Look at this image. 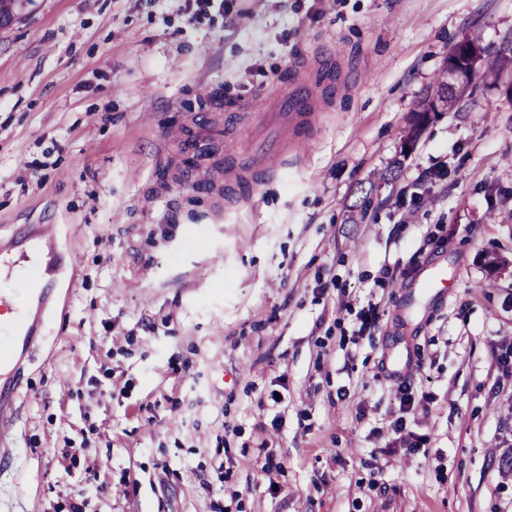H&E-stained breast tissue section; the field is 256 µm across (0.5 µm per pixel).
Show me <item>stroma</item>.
<instances>
[{
	"label": "stroma",
	"instance_id": "obj_1",
	"mask_svg": "<svg viewBox=\"0 0 512 512\" xmlns=\"http://www.w3.org/2000/svg\"><path fill=\"white\" fill-rule=\"evenodd\" d=\"M509 36L512 0H25L0 238L57 225L75 279L0 512H512ZM462 40L476 78L405 150ZM306 55L329 78L302 159L225 206L211 149L261 134Z\"/></svg>",
	"mask_w": 512,
	"mask_h": 512
}]
</instances>
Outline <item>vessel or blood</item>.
I'll use <instances>...</instances> for the list:
<instances>
[{
    "instance_id": "obj_1",
    "label": "vessel or blood",
    "mask_w": 512,
    "mask_h": 512,
    "mask_svg": "<svg viewBox=\"0 0 512 512\" xmlns=\"http://www.w3.org/2000/svg\"><path fill=\"white\" fill-rule=\"evenodd\" d=\"M295 78L279 105L282 127L261 143L256 154L238 157L230 180V200L252 196L260 181L274 177V158L300 152L306 143L304 129L312 121L311 103L304 87L312 73L311 60L294 64ZM55 227L36 224L9 240L0 241V310H15L17 317L0 326V439L12 429L17 416L16 393L20 373L34 350L43 343L45 312L56 311L67 297L74 278V264L55 256Z\"/></svg>"
}]
</instances>
